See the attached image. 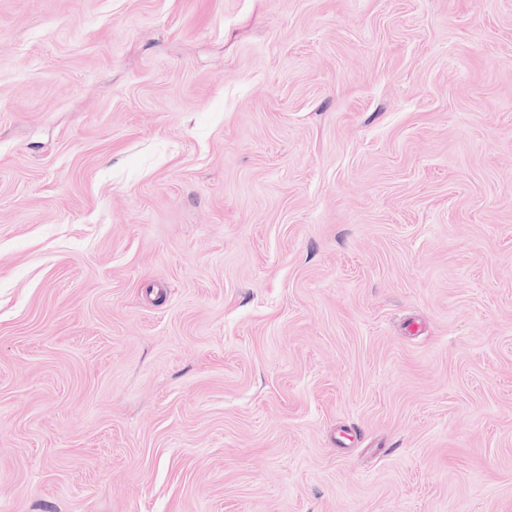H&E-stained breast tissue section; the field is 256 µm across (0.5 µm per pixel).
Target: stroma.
I'll list each match as a JSON object with an SVG mask.
<instances>
[{
	"instance_id": "stroma-1",
	"label": "stroma",
	"mask_w": 512,
	"mask_h": 512,
	"mask_svg": "<svg viewBox=\"0 0 512 512\" xmlns=\"http://www.w3.org/2000/svg\"><path fill=\"white\" fill-rule=\"evenodd\" d=\"M0 512H512V0H0Z\"/></svg>"
}]
</instances>
